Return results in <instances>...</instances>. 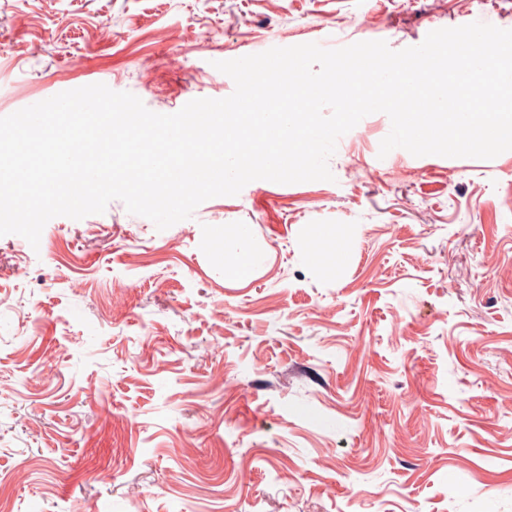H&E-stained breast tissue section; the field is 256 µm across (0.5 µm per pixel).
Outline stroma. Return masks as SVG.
I'll return each instance as SVG.
<instances>
[{
  "label": "stroma",
  "instance_id": "1",
  "mask_svg": "<svg viewBox=\"0 0 512 512\" xmlns=\"http://www.w3.org/2000/svg\"><path fill=\"white\" fill-rule=\"evenodd\" d=\"M470 10L0 0V117L95 83L172 114L231 95L215 64L250 52L512 29V0ZM390 129L377 112L343 135L333 181L255 180L163 231L114 200L36 248L0 236V503L512 512V151L382 158ZM319 228L342 240L335 271L310 253Z\"/></svg>",
  "mask_w": 512,
  "mask_h": 512
}]
</instances>
